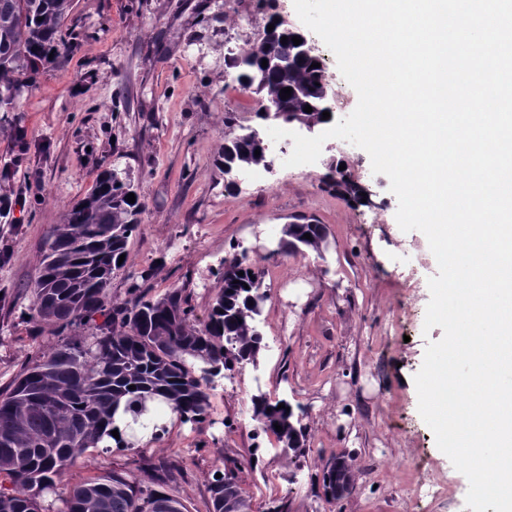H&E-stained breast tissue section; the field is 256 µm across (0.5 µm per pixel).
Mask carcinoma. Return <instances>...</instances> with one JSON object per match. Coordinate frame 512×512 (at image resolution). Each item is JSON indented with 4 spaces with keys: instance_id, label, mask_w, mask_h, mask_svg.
Returning a JSON list of instances; mask_svg holds the SVG:
<instances>
[{
    "instance_id": "1",
    "label": "carcinoma",
    "mask_w": 512,
    "mask_h": 512,
    "mask_svg": "<svg viewBox=\"0 0 512 512\" xmlns=\"http://www.w3.org/2000/svg\"><path fill=\"white\" fill-rule=\"evenodd\" d=\"M73 0H0V112L15 109L16 92L31 87L39 65L66 58L72 45L60 36ZM267 23L278 27L287 43H270L263 34L245 43L233 55L242 73L238 84L268 104L281 108L286 120L304 126L322 120L329 90L323 67L307 41L296 45L299 31L284 27L274 14ZM279 56L282 67H262V60ZM291 89L281 99L280 90ZM310 106L312 112L304 111ZM235 118L224 115V144L218 162L229 175L256 169L267 160L264 143L254 128L235 133ZM260 150V156L254 151ZM329 187L359 204L362 190L346 172ZM126 183L103 170L93 190L68 208L52 225L47 251L31 281L33 298L29 320L52 327L59 341L33 360L9 387L0 392V475L14 484L0 490V512H42L43 496L90 448L112 451L115 417L131 415L128 436L153 426L159 404L169 406L183 423L202 422L210 408L211 384L223 371L244 364L257 365L264 349L260 317L265 295L261 274L246 257L233 256L232 270L221 273V289L203 326L182 290L159 299H147L141 285L129 287V298L114 302L107 288L112 273L127 266V243L138 229L144 203L125 200ZM281 247L294 253L320 252L326 239L323 225L287 224L281 229ZM310 238H303L304 234ZM244 275H238V272ZM94 329L90 340L78 331ZM136 389L131 390L129 386ZM280 401L258 392L252 396L251 418L256 434L271 433L282 449L299 459L305 456L307 436L294 411L278 408ZM280 425L278 432L275 425ZM79 437L83 449L69 450ZM323 473L327 494L340 498L353 486L352 468L345 455L336 456ZM172 467H151L142 482L114 471L73 488L63 499L64 512H152L160 499H172L163 488L172 480ZM212 512H224V498L236 499L239 512H251L238 482L211 481Z\"/></svg>"
}]
</instances>
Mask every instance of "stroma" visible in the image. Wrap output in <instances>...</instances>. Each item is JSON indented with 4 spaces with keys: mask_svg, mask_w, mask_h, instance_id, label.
<instances>
[{
    "mask_svg": "<svg viewBox=\"0 0 512 512\" xmlns=\"http://www.w3.org/2000/svg\"><path fill=\"white\" fill-rule=\"evenodd\" d=\"M302 29L294 0H74L63 36L76 46L64 62L41 68L11 112H0V193L24 191L26 203L0 211V391L56 341L49 328L23 319L29 283L42 261L50 228L92 191L98 174L119 166L145 202L130 237L128 265L114 271L108 293L127 297L139 272L154 268L146 297L182 289L205 324L220 288L224 259L247 252L267 295L261 316L265 344L257 365L216 378L207 419L169 418L161 437L123 451L92 448L63 476L45 512H63L62 493L112 471L141 477L140 460L176 464L167 487L188 512H210L215 470L234 466L251 512H470L467 478L435 442L418 411L413 378L428 343V281L438 263L419 231H402L398 200L368 153L327 140L316 163L274 174L217 162L224 115L254 120L257 98L227 75L225 59L264 26L269 12ZM325 60L334 119L358 103L332 51L311 35ZM24 132L23 143L10 135ZM345 164L370 194L352 206L324 181ZM324 225L321 253H289L280 228L296 217ZM287 400L307 435L308 455L291 462L270 434L256 435L251 397ZM264 453L252 462L254 446ZM346 454L351 491L326 497L323 471Z\"/></svg>",
    "mask_w": 512,
    "mask_h": 512,
    "instance_id": "stroma-1",
    "label": "stroma"
}]
</instances>
